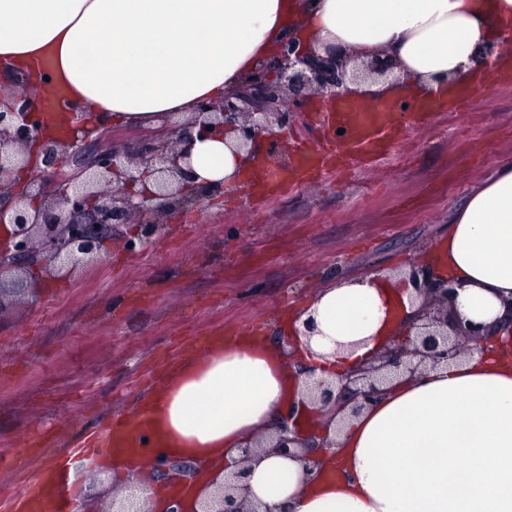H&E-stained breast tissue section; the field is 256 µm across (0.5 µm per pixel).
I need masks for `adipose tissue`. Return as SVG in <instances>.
<instances>
[{"mask_svg":"<svg viewBox=\"0 0 512 512\" xmlns=\"http://www.w3.org/2000/svg\"><path fill=\"white\" fill-rule=\"evenodd\" d=\"M512 31V0H0V81L28 80L38 94L68 90L59 117L91 113L104 123L160 127L223 99L270 61L286 33L303 52L394 64L366 82L364 100L435 98L475 88L512 57L485 54ZM194 186L232 191L264 153L232 151L221 138L194 140ZM456 289L460 318L512 333V159L457 205L430 251ZM399 273H363L318 288L282 322V348L264 338L216 339L176 366L143 407L148 447L196 460L179 486L184 512L234 470L240 450L272 431L286 411H315L303 370L338 374L378 353L414 301ZM313 318L316 330L304 335ZM329 446L308 478L300 458L259 450L248 464V498L284 512H512V347L474 353L394 380L356 415L320 416Z\"/></svg>","mask_w":512,"mask_h":512,"instance_id":"ef3b65f1","label":"adipose tissue"}]
</instances>
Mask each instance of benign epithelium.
<instances>
[{"label": "benign epithelium", "instance_id": "benign-epithelium-1", "mask_svg": "<svg viewBox=\"0 0 512 512\" xmlns=\"http://www.w3.org/2000/svg\"><path fill=\"white\" fill-rule=\"evenodd\" d=\"M359 77L360 72L330 58L310 59L290 34L271 64L260 66L247 85L222 101L197 105L186 125L210 136L231 129L238 136L236 147L244 150L259 137L277 140L278 129L295 116L291 105L300 107L312 95L339 99L349 94L347 83ZM18 84L19 90L8 94L0 87V315L28 291L27 279L67 277L101 258L105 240L119 225H137L125 243L129 251L140 252L164 233L160 214L204 200L187 191L190 153L174 129L133 148H107L108 130L77 117L67 137L47 138L25 81ZM33 148L43 166L52 169L51 180L36 170L27 180H17ZM404 278L421 298L414 313L416 333L394 338L367 365L334 383H313L310 393L321 408L357 414L383 396L393 378H415L473 353L476 332L448 330L450 283L424 261L409 264ZM298 429L288 412L269 439L241 449L243 467L224 477L201 512H257L247 498L244 463L264 447L293 455ZM148 467L173 481L191 480L198 472L188 461L160 455L150 457ZM105 512L144 510L130 493L112 498Z\"/></svg>", "mask_w": 512, "mask_h": 512}]
</instances>
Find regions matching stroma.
<instances>
[{
  "label": "stroma",
  "mask_w": 512,
  "mask_h": 512,
  "mask_svg": "<svg viewBox=\"0 0 512 512\" xmlns=\"http://www.w3.org/2000/svg\"><path fill=\"white\" fill-rule=\"evenodd\" d=\"M319 100L289 124L320 146ZM512 156V82L478 90L464 111L404 126L388 152L326 172L262 202L240 188L164 214L166 233L132 253L113 236L101 261L69 278L34 281L0 317V489H20L44 460L75 450L142 394L143 375L172 368L195 339L222 327L269 337L289 304L330 279L422 260L454 205ZM78 500L109 507L122 487L104 469L76 473Z\"/></svg>",
  "instance_id": "35a3bbf8"
}]
</instances>
